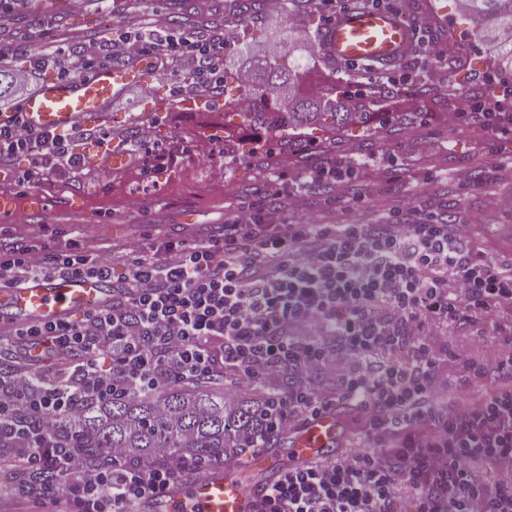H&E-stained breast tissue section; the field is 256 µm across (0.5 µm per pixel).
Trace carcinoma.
Listing matches in <instances>:
<instances>
[{"label":"carcinoma","mask_w":512,"mask_h":512,"mask_svg":"<svg viewBox=\"0 0 512 512\" xmlns=\"http://www.w3.org/2000/svg\"><path fill=\"white\" fill-rule=\"evenodd\" d=\"M460 15L478 27L486 50L502 72H512V0H463ZM306 66L299 60L285 63L276 58L261 66L256 80L244 85L224 75L222 96L231 104L229 116H240L256 128L271 129L283 136L309 127L336 130L364 125L368 112H338L331 105L302 95L299 83ZM112 398L101 405H88L68 433L66 441L76 448H90L94 462L104 459L108 448L128 452L112 459V467L125 468L138 462L151 448H171L185 453L199 470L220 461H232L242 449L257 444L282 448L288 443L274 425L279 392L265 390L252 400L224 403V392L198 386L190 389L180 381L164 384L154 392L132 398L122 379L114 381ZM167 415L157 413V403Z\"/></svg>","instance_id":"cac0c4a2"}]
</instances>
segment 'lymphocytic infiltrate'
<instances>
[{"label": "lymphocytic infiltrate", "mask_w": 512, "mask_h": 512, "mask_svg": "<svg viewBox=\"0 0 512 512\" xmlns=\"http://www.w3.org/2000/svg\"><path fill=\"white\" fill-rule=\"evenodd\" d=\"M18 0H0V70L16 45L36 42L35 60L12 70L18 96L0 100V169L19 158L38 184L81 170L80 146L93 129L46 134L25 123L22 98L53 71L63 79L116 63L151 62L153 80L175 93H217L224 75L220 25L168 35L154 12L130 17L136 36L83 42L77 58L13 24ZM460 117L476 132H512L501 101L470 97ZM271 210L236 206L221 238L87 251L70 242L46 254L38 238L0 251V289L34 276L105 278L107 305L63 322L0 333L12 363L0 370V478L29 481L46 500L72 498L78 512H125L189 470L185 455L154 448L133 469L93 463L66 447L64 424L83 405L112 396V379L131 396L170 381L224 378V399L250 396L256 382L286 373L275 425L283 432L335 403L367 420L365 451L321 458L270 486L264 512H512V264L484 258L469 225L407 212L398 220L325 224L304 216L276 224ZM484 323L501 345L489 360L460 359L456 380L440 370L450 334ZM334 378L332 390L314 383ZM505 384L477 398L481 380Z\"/></svg>", "instance_id": "1"}]
</instances>
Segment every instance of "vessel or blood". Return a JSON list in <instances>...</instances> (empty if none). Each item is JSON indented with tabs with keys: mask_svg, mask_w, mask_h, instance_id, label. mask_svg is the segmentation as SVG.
Wrapping results in <instances>:
<instances>
[{
	"mask_svg": "<svg viewBox=\"0 0 512 512\" xmlns=\"http://www.w3.org/2000/svg\"><path fill=\"white\" fill-rule=\"evenodd\" d=\"M325 51L340 64L394 66L409 53L414 29L392 9L353 8L338 13L323 37ZM135 76L134 70L104 66L74 80H51L21 104L34 128L57 133L102 120L105 105ZM112 285L100 278L47 275L19 288L0 289V328L66 320L76 311L101 307ZM341 411L310 418L288 439L287 453L269 449L243 466H229L200 481H173L162 493L144 498L138 512H260L266 488L288 469L335 455L342 444Z\"/></svg>",
	"mask_w": 512,
	"mask_h": 512,
	"instance_id": "b4317fda",
	"label": "vessel or blood"
}]
</instances>
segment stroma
Segmentation results:
<instances>
[{"label":"stroma","instance_id":"1","mask_svg":"<svg viewBox=\"0 0 512 512\" xmlns=\"http://www.w3.org/2000/svg\"><path fill=\"white\" fill-rule=\"evenodd\" d=\"M444 4L448 16L437 22L432 36L448 54L449 86L424 91L426 71L412 55L394 66V92L382 96L379 68L350 69L324 52L322 31L336 14L330 0H299L294 42L278 16L263 12L247 18L239 0H39L36 8L17 14L15 22L23 26L42 21L47 39L66 55H75L83 40L105 29L121 31L126 15L149 7L176 15L177 34L223 23L226 71H235L239 60L260 56L274 43L305 57L301 93L320 96L349 79L356 91L372 99L373 115L364 125L335 131L313 127L289 138L295 164L273 184L265 174L267 162L274 159L271 133L240 119L225 122L223 104L200 106L197 97L175 95L170 83L153 81L148 71H140L113 98L96 127L103 134L123 131L132 138L140 121H151L150 152L129 160L120 173L96 166L77 177L59 173L40 187L42 212L35 217L27 213L29 201L19 182L28 163L18 159L6 187L17 198L16 209L0 222V245L37 235L53 251L81 228L91 232L84 242L89 250H117L130 240L189 243L198 236H222L225 215L233 206L259 201L272 205L281 189L292 193L287 212L278 217L282 224L296 223L306 212L317 213L328 224H365L391 209L414 207L427 215L445 210L471 224L485 258L511 259L512 212L489 210L485 194L512 184V170L495 165L496 158L512 153V136L477 134L455 113L475 95L495 97L512 107V78L497 74L474 24L458 17L454 0ZM201 137L212 148L205 161L190 149ZM164 148L175 149L176 157L168 166L155 167L151 153ZM333 155L387 157V177L377 185L355 178L329 193H298V185ZM459 169L472 171L473 181H450Z\"/></svg>","mask_w":512,"mask_h":512}]
</instances>
